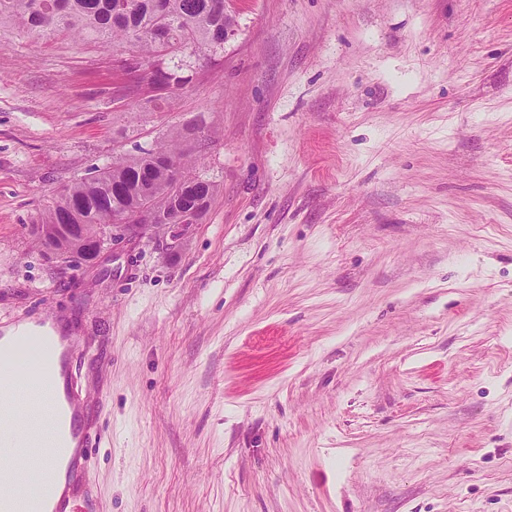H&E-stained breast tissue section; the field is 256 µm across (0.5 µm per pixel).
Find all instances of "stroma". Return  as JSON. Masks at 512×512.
Masks as SVG:
<instances>
[{"mask_svg": "<svg viewBox=\"0 0 512 512\" xmlns=\"http://www.w3.org/2000/svg\"><path fill=\"white\" fill-rule=\"evenodd\" d=\"M149 99L125 47L0 32V332L60 320L88 512H512V0H228ZM196 128L179 246L30 226ZM45 337L55 344L52 351L58 352V366L66 382L67 374L70 375V362L85 355V345L81 342L78 336H70L65 342L52 335H47ZM49 401L59 405L62 414L63 438H70L76 448H96L100 437L94 429L92 419L85 410L79 406H73L72 399L65 394L61 397L56 394V399L46 396Z\"/></svg>", "mask_w": 512, "mask_h": 512, "instance_id": "stroma-1", "label": "stroma"}]
</instances>
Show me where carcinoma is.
Listing matches in <instances>:
<instances>
[{
  "label": "carcinoma",
  "instance_id": "carcinoma-1",
  "mask_svg": "<svg viewBox=\"0 0 512 512\" xmlns=\"http://www.w3.org/2000/svg\"><path fill=\"white\" fill-rule=\"evenodd\" d=\"M234 27L235 17L224 9V0H0V29L36 36L67 32L108 46L130 43L141 63L151 68L160 58L187 51L215 53ZM155 29L166 31L164 43L149 37ZM181 141L182 132L175 131L156 147L123 157L65 188L32 224L40 247L50 250V244L38 236L40 224L105 225L118 209L133 212L146 206L167 212L176 195L188 203L209 200L215 185L193 172ZM161 156L178 159L184 183L177 194L143 190L148 167Z\"/></svg>",
  "mask_w": 512,
  "mask_h": 512
}]
</instances>
